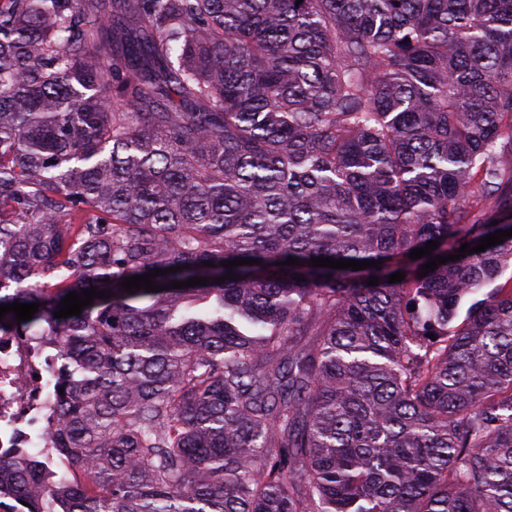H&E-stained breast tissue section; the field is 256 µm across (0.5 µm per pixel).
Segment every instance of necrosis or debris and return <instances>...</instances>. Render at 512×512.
Masks as SVG:
<instances>
[{"instance_id": "1", "label": "necrosis or debris", "mask_w": 512, "mask_h": 512, "mask_svg": "<svg viewBox=\"0 0 512 512\" xmlns=\"http://www.w3.org/2000/svg\"><path fill=\"white\" fill-rule=\"evenodd\" d=\"M67 360L47 337L0 333V451L43 448L56 426L49 371Z\"/></svg>"}]
</instances>
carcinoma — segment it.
<instances>
[{
    "label": "carcinoma",
    "instance_id": "carcinoma-1",
    "mask_svg": "<svg viewBox=\"0 0 512 512\" xmlns=\"http://www.w3.org/2000/svg\"><path fill=\"white\" fill-rule=\"evenodd\" d=\"M508 152L512 0H0V330L71 364L0 512H512V237L421 276Z\"/></svg>",
    "mask_w": 512,
    "mask_h": 512
}]
</instances>
